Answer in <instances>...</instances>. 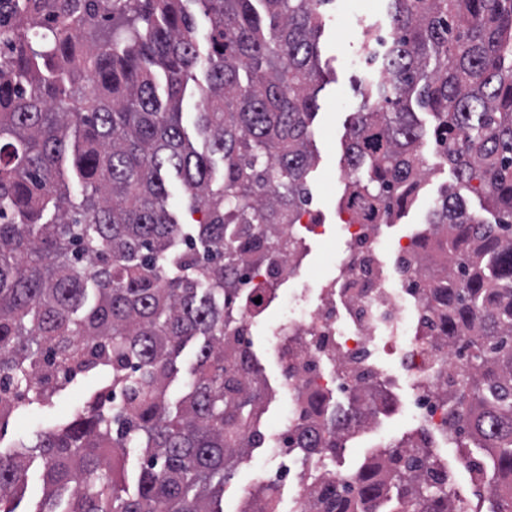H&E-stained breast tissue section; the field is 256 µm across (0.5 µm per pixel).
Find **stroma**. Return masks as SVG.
<instances>
[{
    "label": "stroma",
    "instance_id": "obj_1",
    "mask_svg": "<svg viewBox=\"0 0 512 512\" xmlns=\"http://www.w3.org/2000/svg\"><path fill=\"white\" fill-rule=\"evenodd\" d=\"M347 4L348 0H334L318 39L319 63L326 81L318 94L319 110L311 125L316 163L307 178L311 208L320 212L322 222L328 226L326 239L332 243L339 238L341 218L337 204L344 189L342 173L347 125L352 115L363 109L366 100L364 80L369 67L362 48L369 34L384 37L389 32V0H374L373 7L366 10H351ZM417 117L425 130L422 154L430 175L416 202L394 225L393 230L397 233L425 224L431 200L454 181L452 172L440 157L433 116L421 108ZM96 387V380L80 379L54 407L32 409L10 420L0 429V440L11 444L34 437L81 406ZM271 464V453L265 447L255 449L251 457L239 463L232 479L224 485L226 512H237L246 492Z\"/></svg>",
    "mask_w": 512,
    "mask_h": 512
}]
</instances>
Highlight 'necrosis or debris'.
I'll list each match as a JSON object with an SVG mask.
<instances>
[{"label":"necrosis or debris","mask_w":512,"mask_h":512,"mask_svg":"<svg viewBox=\"0 0 512 512\" xmlns=\"http://www.w3.org/2000/svg\"><path fill=\"white\" fill-rule=\"evenodd\" d=\"M299 212L298 223L285 225L281 233L295 243V252H270L240 286L243 302L224 312L225 335L243 344L252 343L269 312L283 313L267 329L280 367L279 411L258 420L276 460L262 480L288 492L281 512H307L310 474L326 473L340 487L350 479L328 469L323 457L302 458L295 451L301 396L308 387L345 399L333 415L365 439L370 458L399 451L401 439L388 433L380 417L389 410L402 415L415 445L434 449L452 512H483V489L496 480V471L481 459L448 458L464 434L449 413L442 382L461 359L437 342V320L422 303L428 280L414 243L431 236V229L389 234L378 224L345 222L336 274L315 284L308 278L307 245L325 236L326 227L309 203H302ZM255 295L260 304H252ZM401 384L409 391L404 403L394 393ZM362 385L379 389L365 416L349 403Z\"/></svg>","instance_id":"obj_1"}]
</instances>
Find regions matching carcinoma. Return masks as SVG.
Listing matches in <instances>:
<instances>
[{
	"label": "carcinoma",
	"instance_id": "cac0c4a2",
	"mask_svg": "<svg viewBox=\"0 0 512 512\" xmlns=\"http://www.w3.org/2000/svg\"><path fill=\"white\" fill-rule=\"evenodd\" d=\"M187 0H0V428L51 408L44 356L99 379L83 407L33 443L0 446V512H16L31 463L35 512H224V483L262 446L264 378L224 337V302L249 264L293 224L315 165L310 124L324 81L317 39L333 0H193L210 21L201 51ZM390 42L366 78L391 111L359 112L341 200L362 224H392L425 175L414 107L430 111L456 183L418 243L424 295L464 363L448 405L512 502V0H391ZM199 151L182 126L195 72ZM224 161L213 185L211 155ZM71 164L80 195L58 173ZM175 174L203 218L167 208ZM476 191L490 223L469 210ZM196 344L189 392L171 402L177 359ZM330 393L309 389L302 455L336 456L346 432ZM141 463L129 471L128 449ZM398 487L444 508L445 489L398 460L361 466L343 489L313 478L309 512H358ZM71 490L64 510L58 497ZM263 512L278 488L257 484Z\"/></svg>",
	"mask_w": 512,
	"mask_h": 512
}]
</instances>
